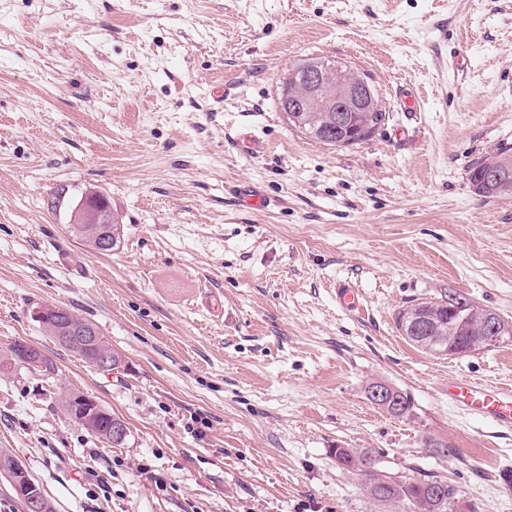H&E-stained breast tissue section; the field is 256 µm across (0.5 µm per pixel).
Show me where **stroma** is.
I'll list each match as a JSON object with an SVG mask.
<instances>
[{
  "mask_svg": "<svg viewBox=\"0 0 512 512\" xmlns=\"http://www.w3.org/2000/svg\"><path fill=\"white\" fill-rule=\"evenodd\" d=\"M310 57L369 77L388 108L373 136L288 127L279 80ZM405 85L420 111H397ZM242 127L265 153L238 151ZM504 145L512 0H0V453L53 512H389L336 448L512 512V430L448 403L458 377L512 386V340L438 358L395 324L450 294L512 320V195L468 178ZM241 185L269 208L241 206ZM89 189L119 216L112 252L70 229ZM39 305L93 323L120 368L59 346ZM16 341L54 374L8 363ZM374 381L413 416L373 405ZM70 392L124 421V445L72 421Z\"/></svg>",
  "mask_w": 512,
  "mask_h": 512,
  "instance_id": "35a3bbf8",
  "label": "stroma"
}]
</instances>
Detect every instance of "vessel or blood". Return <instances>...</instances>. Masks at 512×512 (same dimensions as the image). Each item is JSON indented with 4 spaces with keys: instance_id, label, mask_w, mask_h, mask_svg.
<instances>
[{
    "instance_id": "1",
    "label": "vessel or blood",
    "mask_w": 512,
    "mask_h": 512,
    "mask_svg": "<svg viewBox=\"0 0 512 512\" xmlns=\"http://www.w3.org/2000/svg\"><path fill=\"white\" fill-rule=\"evenodd\" d=\"M448 402L467 414L512 429V389L461 379L448 385Z\"/></svg>"
}]
</instances>
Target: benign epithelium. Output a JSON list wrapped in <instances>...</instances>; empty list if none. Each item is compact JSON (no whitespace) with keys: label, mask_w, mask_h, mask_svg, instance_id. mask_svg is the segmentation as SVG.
Wrapping results in <instances>:
<instances>
[{"label":"benign epithelium","mask_w":512,"mask_h":512,"mask_svg":"<svg viewBox=\"0 0 512 512\" xmlns=\"http://www.w3.org/2000/svg\"><path fill=\"white\" fill-rule=\"evenodd\" d=\"M297 72L303 81L304 94L323 92L336 103L338 112H358L365 100L372 99L369 83L363 78L350 83H334L330 74L315 62L297 65ZM70 223L87 224L92 229V249L98 253H107L116 248L117 239L112 233V206L97 191H87L73 206ZM32 316L41 324L52 322L54 335L77 345L91 349L92 361L97 369L111 371L115 365L112 348L102 343L95 326L86 321L74 319L72 313L60 306H38ZM482 323L488 333V340L500 343L504 337L498 335L504 320L491 315L482 316ZM19 363L28 367L39 364V349L21 342L17 345ZM393 391L374 382L369 386L368 397L374 405L389 403ZM8 476L16 494L24 501L26 512H42L43 493L29 477L25 468L13 461L8 466Z\"/></svg>","instance_id":"obj_1"}]
</instances>
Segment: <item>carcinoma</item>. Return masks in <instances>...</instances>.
I'll use <instances>...</instances> for the list:
<instances>
[{"instance_id":"carcinoma-1","label":"carcinoma","mask_w":512,"mask_h":512,"mask_svg":"<svg viewBox=\"0 0 512 512\" xmlns=\"http://www.w3.org/2000/svg\"><path fill=\"white\" fill-rule=\"evenodd\" d=\"M374 99L375 103L369 106L368 111L353 113L355 120L364 125L363 132L353 137L336 128V113L330 111V103L322 95L307 99L305 111L287 113L288 124L325 145H355L373 136L385 119L386 108L382 100L377 95ZM492 167L500 170L501 179L488 185L482 181V175ZM469 180L483 197L512 195V147L502 146L481 157L470 168ZM421 315L426 317L425 323L429 324L428 331L423 333L425 341L435 336H448L450 345L469 354L488 348L483 341V326L469 309L464 307L450 312L448 306L434 300L421 301L399 311L395 323L400 334L415 335L413 319ZM395 396L400 411L395 413L387 408L385 412L397 418L412 415L411 397L399 389ZM83 427L115 446L123 445V442L113 440L110 419L104 415L94 419L91 424H83ZM333 453L342 467L358 468L368 478L367 492L372 499L383 505L396 506L398 512H469L470 504L463 500L462 491L446 478L432 474L403 482L378 473L377 457L370 449L335 448Z\"/></svg>"}]
</instances>
